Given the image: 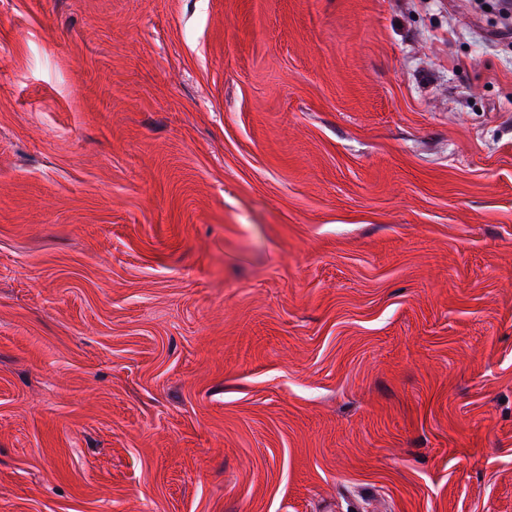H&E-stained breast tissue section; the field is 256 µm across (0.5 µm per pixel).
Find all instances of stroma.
<instances>
[{
    "instance_id": "35a3bbf8",
    "label": "stroma",
    "mask_w": 512,
    "mask_h": 512,
    "mask_svg": "<svg viewBox=\"0 0 512 512\" xmlns=\"http://www.w3.org/2000/svg\"><path fill=\"white\" fill-rule=\"evenodd\" d=\"M474 2L0 0V512H512Z\"/></svg>"
}]
</instances>
